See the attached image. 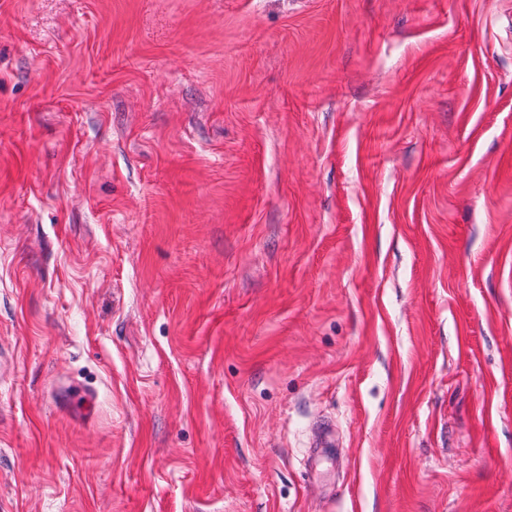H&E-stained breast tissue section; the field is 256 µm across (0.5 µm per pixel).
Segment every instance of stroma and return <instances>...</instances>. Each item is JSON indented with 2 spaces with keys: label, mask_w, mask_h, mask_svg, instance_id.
Listing matches in <instances>:
<instances>
[{
  "label": "stroma",
  "mask_w": 512,
  "mask_h": 512,
  "mask_svg": "<svg viewBox=\"0 0 512 512\" xmlns=\"http://www.w3.org/2000/svg\"><path fill=\"white\" fill-rule=\"evenodd\" d=\"M0 512H512V0H0Z\"/></svg>",
  "instance_id": "1"
}]
</instances>
